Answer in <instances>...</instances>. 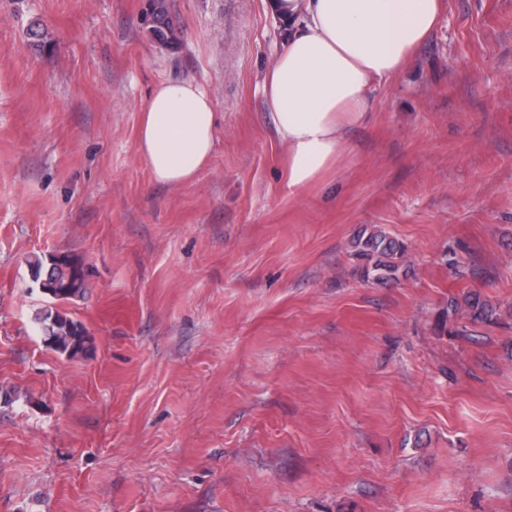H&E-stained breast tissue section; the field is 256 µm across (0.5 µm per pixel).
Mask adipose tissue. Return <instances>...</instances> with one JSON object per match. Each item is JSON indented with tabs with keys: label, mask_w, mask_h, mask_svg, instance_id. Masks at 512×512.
Masks as SVG:
<instances>
[{
	"label": "adipose tissue",
	"mask_w": 512,
	"mask_h": 512,
	"mask_svg": "<svg viewBox=\"0 0 512 512\" xmlns=\"http://www.w3.org/2000/svg\"><path fill=\"white\" fill-rule=\"evenodd\" d=\"M286 25L263 81L287 179L323 182L353 147L349 129L369 115V88L402 71L433 33L442 0H271ZM218 135L210 94L195 79L158 85L143 107L137 152L157 182L179 187L207 167Z\"/></svg>",
	"instance_id": "obj_1"
}]
</instances>
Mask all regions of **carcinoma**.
I'll list each match as a JSON object with an SVG mask.
<instances>
[{"label": "carcinoma", "mask_w": 512, "mask_h": 512, "mask_svg": "<svg viewBox=\"0 0 512 512\" xmlns=\"http://www.w3.org/2000/svg\"><path fill=\"white\" fill-rule=\"evenodd\" d=\"M146 15L153 36L161 43L178 41L169 0H149ZM352 255L359 261L364 277L376 282L397 278L400 262L407 247L386 231L373 227L363 229L351 242ZM30 269L41 277H49L52 285L49 298L54 303H66L84 297L89 269L69 254L34 255L28 259ZM464 303L477 320L493 322V309L477 294L463 296ZM47 347L69 358L83 356L88 351L86 327L58 308L46 307L37 314Z\"/></svg>", "instance_id": "1"}]
</instances>
